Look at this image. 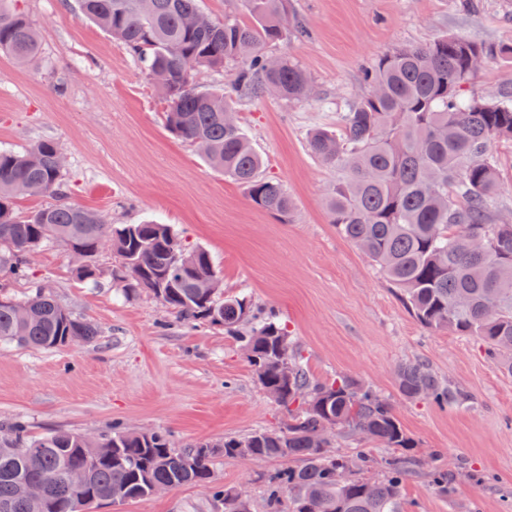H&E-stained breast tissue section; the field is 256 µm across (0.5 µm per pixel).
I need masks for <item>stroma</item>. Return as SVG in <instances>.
I'll return each mask as SVG.
<instances>
[{"mask_svg":"<svg viewBox=\"0 0 512 512\" xmlns=\"http://www.w3.org/2000/svg\"><path fill=\"white\" fill-rule=\"evenodd\" d=\"M13 7L36 29L40 52L25 66L0 54V148L57 143L72 202L111 224L173 225L187 246L209 252L226 292L246 289L275 311L317 377H350L394 397L420 461L403 486L405 512H512V369L493 363L482 341L414 317L398 288L331 224L326 193L337 174L307 145L311 129L335 128L364 69L386 52L446 34L512 42V0H290L311 34L281 50L311 74L312 97L234 103L264 175L288 191L286 222L166 129V104L140 66L74 5L13 0ZM97 263L103 277L92 286L75 279L61 247L49 243L35 254L34 277L100 334L63 350L0 346V423L19 420L38 435L101 433L118 422L167 432L178 448L283 424L284 410L223 328L184 324L146 292L124 298L112 284V253ZM415 359L427 360L466 403L441 410L398 398L396 369ZM438 465L454 479L451 498L429 486ZM273 467L220 456L213 479L241 488L252 512H263L258 477ZM475 474L486 484L475 485ZM98 512L222 508L209 488L185 485Z\"/></svg>","mask_w":512,"mask_h":512,"instance_id":"35a3bbf8","label":"stroma"}]
</instances>
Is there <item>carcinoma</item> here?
<instances>
[{"instance_id": "cac0c4a2", "label": "carcinoma", "mask_w": 512, "mask_h": 512, "mask_svg": "<svg viewBox=\"0 0 512 512\" xmlns=\"http://www.w3.org/2000/svg\"><path fill=\"white\" fill-rule=\"evenodd\" d=\"M200 0H77L79 15L112 35L140 63L165 103L168 130L197 147L208 164L242 185L255 205L281 218L292 202L283 183L261 174L263 157L243 133L224 91L200 81L208 71H230L241 99L276 89L299 102L311 79L285 54L270 66L269 48L307 34L289 15L288 0H243L236 11L213 20ZM40 45L30 21L3 8L0 53L27 64ZM498 58L512 62V44L443 35L425 46L383 55L363 77V90L336 113V130L308 134L310 152L338 171L327 194L330 222L399 288L416 319L433 330L474 336L493 361L512 355V224L500 221L501 191L496 149L512 143V89L494 97L466 96L463 89ZM62 155L52 141L23 152L0 149V273L28 284L22 299L0 297V344L56 350L88 344L98 330L32 279V258L47 243L79 248L85 263L76 278L95 285L94 258L107 248L119 258L113 282L128 296L144 289L186 321L222 326L249 351L258 383L280 393L288 422L222 443L196 441L177 450L162 431L147 435L114 425L91 437L67 429L34 436L15 421L0 434V512H74L73 470L84 473V508L130 504L152 497L155 487L176 489L211 483L214 449L226 458L275 460L281 467L262 480L264 512H403L401 495L418 464L416 443L391 401L372 386L345 376H311L287 328L271 311L254 306L241 289L202 291L201 279L221 281L209 253L187 247L169 224L104 223L100 213L69 201ZM36 193L52 199L18 212L14 200ZM397 391L447 409L464 394L433 373L423 359L397 368ZM330 420L392 450L378 462L381 477L362 471L374 460L319 448ZM42 487L39 501L22 487ZM431 487L454 493L448 471L436 468ZM224 512H250L242 490L212 487Z\"/></svg>"}]
</instances>
